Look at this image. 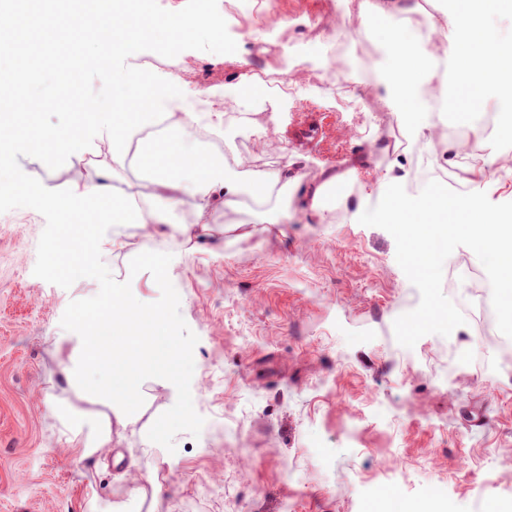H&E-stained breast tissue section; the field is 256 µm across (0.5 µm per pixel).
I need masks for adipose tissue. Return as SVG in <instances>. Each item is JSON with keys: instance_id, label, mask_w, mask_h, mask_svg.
I'll use <instances>...</instances> for the list:
<instances>
[{"instance_id": "1", "label": "adipose tissue", "mask_w": 512, "mask_h": 512, "mask_svg": "<svg viewBox=\"0 0 512 512\" xmlns=\"http://www.w3.org/2000/svg\"><path fill=\"white\" fill-rule=\"evenodd\" d=\"M401 10V0H362L361 15L373 22L391 47L383 79L388 106L416 135H426L429 130L424 95L436 82L455 85L454 96L445 100L446 110H456L458 104L476 95L512 112V45L503 43L497 30L485 21L489 13L511 11L512 0H454L453 9L438 22L439 28L450 29L452 34L444 71L438 66L437 49L426 47L406 29L387 26V18ZM167 108L174 117L172 135L140 141L135 147L138 162L153 186L152 193L142 198L141 214L155 235L163 237L176 230L196 238L206 233L210 210L233 203L247 187L263 193L268 178L255 175L245 181L211 153L185 152L184 141L196 124L180 101H168ZM188 193L195 199L194 222H173L171 213ZM481 199L477 190L459 197L434 191L421 199L398 193L388 200L382 216L405 229L408 252L419 266L425 265L431 251L449 247L455 239L474 240L493 260L499 306L511 319L512 225L481 209ZM78 316L85 329L71 351L70 365L63 370L66 383L91 393L94 375L107 369L112 372L111 385L100 398L105 410L93 418L94 434L83 435L78 424L66 427L67 442L86 458L104 447L113 423L124 425L137 419L138 404L130 395L142 377L167 376L173 346L164 310L133 302L125 283L119 281L113 282L111 295L101 305L80 310Z\"/></svg>"}]
</instances>
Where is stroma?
I'll use <instances>...</instances> for the list:
<instances>
[{
    "label": "stroma",
    "instance_id": "obj_1",
    "mask_svg": "<svg viewBox=\"0 0 512 512\" xmlns=\"http://www.w3.org/2000/svg\"><path fill=\"white\" fill-rule=\"evenodd\" d=\"M360 0H258L232 31L241 63L186 50L129 57L213 108L238 92L255 66L288 74L296 88L269 120L231 112L250 128V170L301 181L287 204L269 193L208 214V237L153 235L139 224L106 233L101 257L116 280L171 315L175 356L168 378L144 381L140 417L113 426L98 453L78 459L61 416L97 411L63 376L58 341H74L61 317L98 283L70 288L33 274L45 219L30 208L0 213V512H374L393 496L436 497L445 512H512V322L493 329L463 314L470 271H496L472 242L433 255L424 277L405 260L401 228L381 218L388 195L408 191L421 163H440L435 145L418 151L391 140L400 117L379 85L388 48L357 33ZM389 23L423 41L446 40L415 22L452 0H411ZM346 60L326 78L314 65L327 49ZM467 123L447 113L442 138L472 141L473 168L490 185L486 210L512 215V142L500 128L512 114L472 99ZM108 145L59 169L23 156V172L52 190L67 188ZM405 175L383 183L387 169ZM343 176L347 201L316 212L308 190ZM283 207L279 224L265 213ZM242 226L253 236L238 239ZM147 252L167 271L138 267Z\"/></svg>",
    "mask_w": 512,
    "mask_h": 512
}]
</instances>
